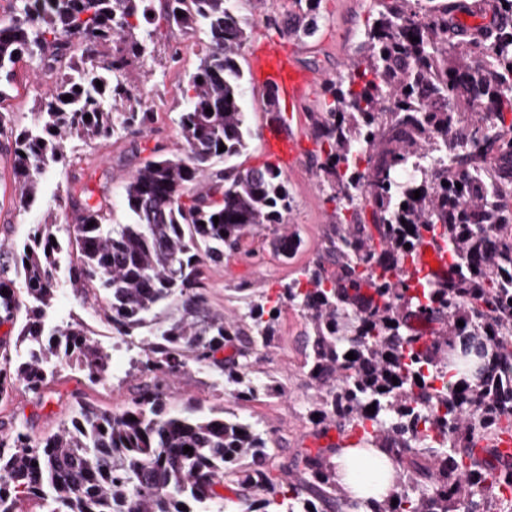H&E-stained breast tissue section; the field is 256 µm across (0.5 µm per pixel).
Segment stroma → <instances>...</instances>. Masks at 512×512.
<instances>
[{"mask_svg": "<svg viewBox=\"0 0 512 512\" xmlns=\"http://www.w3.org/2000/svg\"><path fill=\"white\" fill-rule=\"evenodd\" d=\"M377 10L374 0H323L321 31L317 38L308 41L302 66L316 71L323 79L335 77L356 58L367 24ZM198 64V49L192 41L179 32L161 30L144 71L131 78L136 87L152 92L155 121L150 131L141 136L124 132L89 144L68 142L69 166L45 177L41 194L28 208L17 206L11 164L0 152V247L8 249L22 243L33 225L48 220L64 222L65 211L57 203L59 191L85 183L94 188L105 186L113 205L111 223H125L121 199L129 174L148 158L150 148L161 145L173 151L181 146L176 123L181 104L176 90L187 82ZM14 72L12 85L0 100V110L12 113L16 127L22 129L31 125L35 101L46 86L36 77L28 60L17 62ZM264 93V88L249 84L245 116L251 134L247 149L237 158L246 168L259 167L270 160L265 147ZM284 178L291 195L286 224L256 228L241 251L225 254L222 262L210 266V299L214 308L228 314L246 312L249 297L288 284L313 263L321 250L332 222L334 203L319 188L309 160H302L285 172ZM285 233L299 240L288 257L274 247L275 240ZM50 316L58 323L80 324L88 337L109 351L112 367L107 378L95 385L73 371H62L52 385L57 399L44 408L23 386L10 390L8 397L0 401V417L30 418V433L35 437L56 432L61 422L70 418L76 395H86L99 408L117 412L129 403L140 382L139 374L132 368L133 361L142 356L139 342L114 336L103 311L74 294L68 284H61ZM310 330L305 313L297 306L285 305L271 345L260 349L256 356L250 375L252 382L280 381L285 387L284 396L240 402L228 390L214 388L211 372L195 367L170 386V405L182 408L190 401L206 407L223 404L230 419L255 425L269 447L275 448L280 463L289 462L299 449L320 447L321 442L314 438L307 421L314 391L297 371L303 360L301 343Z\"/></svg>", "mask_w": 512, "mask_h": 512, "instance_id": "1", "label": "stroma"}]
</instances>
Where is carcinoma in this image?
<instances>
[{
	"label": "carcinoma",
	"mask_w": 512,
	"mask_h": 512,
	"mask_svg": "<svg viewBox=\"0 0 512 512\" xmlns=\"http://www.w3.org/2000/svg\"><path fill=\"white\" fill-rule=\"evenodd\" d=\"M154 2L13 0L0 21V99L23 58L47 86L30 128L15 131L0 112V148L13 157L22 208L49 166L69 163L67 139L150 128L155 113L129 77L161 26L192 38L204 31L197 71L178 86L182 146L154 147L131 174L127 222L108 225L105 197L85 184L60 198L72 221L38 224L7 251L24 293L0 276V324L22 309L26 321L21 348L0 339V401L22 384L44 407L50 384L73 365L92 382L106 378L107 351L77 324L45 321L64 255L70 287L105 302L117 336L150 334L138 361L145 381L124 409L103 411L78 395L57 432L36 440L25 418L0 434V512H23L24 501L43 512H457L465 498L478 512H512V460L495 447L512 432V0H379V26L312 113L315 170L336 204L332 233L314 268L259 295L245 318L213 308L209 264L291 210L275 164L212 171L249 136L237 63L248 19L234 0H164L159 12ZM296 4L305 8L276 33L298 37L321 17L322 0ZM458 8L491 16L493 38L454 24ZM425 242L448 249L436 283L417 277ZM286 302L311 325L303 371L315 390L313 435L334 427L339 441L277 467L262 434L225 419L224 406L197 415L165 401L169 382L192 366L216 372L238 401L282 396L277 381L245 378ZM354 434L394 467L379 500L350 499L336 482L333 457Z\"/></svg>",
	"instance_id": "obj_1"
}]
</instances>
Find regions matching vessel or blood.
I'll return each mask as SVG.
<instances>
[{"instance_id":"b4317fda","label":"vessel or blood","mask_w":512,"mask_h":512,"mask_svg":"<svg viewBox=\"0 0 512 512\" xmlns=\"http://www.w3.org/2000/svg\"><path fill=\"white\" fill-rule=\"evenodd\" d=\"M303 47L299 40L274 36L251 53L253 81L271 92L277 109L266 129L268 151L280 164L292 167L306 156L305 138L299 131L298 104L313 97L321 82L319 75L301 70L297 58ZM419 275L435 279L448 272L447 250L423 244L418 257Z\"/></svg>"}]
</instances>
